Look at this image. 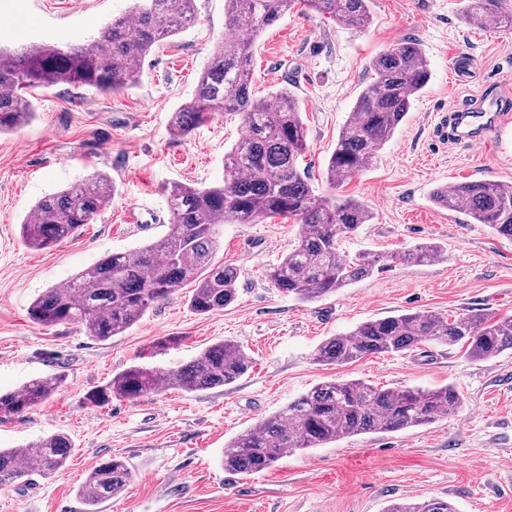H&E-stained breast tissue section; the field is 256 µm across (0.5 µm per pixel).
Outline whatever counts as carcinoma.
Segmentation results:
<instances>
[{
	"mask_svg": "<svg viewBox=\"0 0 512 512\" xmlns=\"http://www.w3.org/2000/svg\"><path fill=\"white\" fill-rule=\"evenodd\" d=\"M512 0H458L469 22L512 26ZM195 0H134L131 18L112 20L88 42L61 46L35 43L19 49L0 47V133L16 131L35 114V88L77 84L99 94L119 92L137 82L155 45L182 33L195 20ZM353 30L369 27V0H225L224 14L234 35L218 43L210 66L198 79L194 96L170 119L177 136L188 134L207 112H236L247 130L224 156V179L207 187L176 182L167 188L169 221L157 240L134 250L112 252L61 286L46 289L31 304L29 316L40 326L81 323L86 335L106 342L134 326L156 303L186 285L188 306L208 315L231 305L240 272L218 259L226 221L252 224L259 219H292L299 224L297 244L268 268L271 285L301 302L335 294L371 276L386 262L424 264L445 255L437 243L387 256L341 255L339 240L368 223L372 214L360 200L316 193L299 159L307 129L297 98L277 90L264 100L251 94L252 49L260 34L297 4ZM371 81L359 93L341 128L326 167L327 182L340 186L373 165L430 81L420 45L401 40L371 63ZM115 185L95 171L64 190L40 199L21 224L31 248L47 249L91 224L111 203ZM431 201L463 210L512 239V183L472 180L439 185ZM424 343L465 348L471 361L512 353V316L467 314L457 319L431 311L387 316L359 324L326 339L313 360L342 365L375 353H407ZM252 365L237 343L213 344L177 369L164 372L135 363L91 390L88 400L136 399L168 389L186 392L228 386ZM58 376L33 379L17 390L0 392V419L20 415L47 402L61 388ZM461 406L455 389L444 385L383 389L359 380L318 384L275 414L231 439L224 448V471L249 476L265 471L297 450L318 448L349 437L396 432L434 422ZM74 444L52 433L27 446L43 475L63 468ZM28 476L19 450L0 448V485ZM134 472L125 457L100 460L78 488L85 512L121 495ZM384 512H456L450 501H399Z\"/></svg>",
	"mask_w": 512,
	"mask_h": 512,
	"instance_id": "cac0c4a2",
	"label": "carcinoma"
}]
</instances>
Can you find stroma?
<instances>
[{
    "label": "stroma",
    "mask_w": 512,
    "mask_h": 512,
    "mask_svg": "<svg viewBox=\"0 0 512 512\" xmlns=\"http://www.w3.org/2000/svg\"><path fill=\"white\" fill-rule=\"evenodd\" d=\"M132 0H0V46L89 39ZM362 31L298 6L259 38L255 97L288 88L307 128L300 162L318 194L363 201L373 218L341 242V252L387 255L426 243L447 250L424 265L394 263L339 293L299 303L266 272L297 242L294 221L228 224L220 255L240 271L234 303L192 313L188 288L159 302L131 329L99 343L77 323L42 327L30 303L112 251L147 244L165 232V187L221 180L224 154L245 127L215 112L187 136L169 130L229 28L224 0H196L194 24L156 45L138 83L101 96L58 85L37 92L27 126L0 135V391L47 376L64 379L46 403L0 421V448L54 432L73 441L67 464L51 475L0 489V512H83L76 491L90 460L121 451L134 481L101 512H382L390 501L433 498L457 512H512V354L467 360L462 348L429 344L346 365H319L314 350L358 324L401 313L458 318L476 310L512 316V240L461 211L431 203V190L467 180L512 183V124L486 147L440 144L439 114L490 96L512 105V29L466 24L457 0H371ZM418 41L432 71L427 88L380 151L377 162L331 190L326 163L370 64L395 42ZM111 176L110 205L75 237L44 250L21 241L20 224L46 194L92 171ZM175 344L152 363L171 369L228 339L251 356L232 385L170 389L95 407L90 390L109 383L154 343ZM359 379L385 388H455L462 404L436 422L347 438L288 454L250 476L226 473L224 446L260 419L327 381Z\"/></svg>",
    "instance_id": "stroma-1"
}]
</instances>
